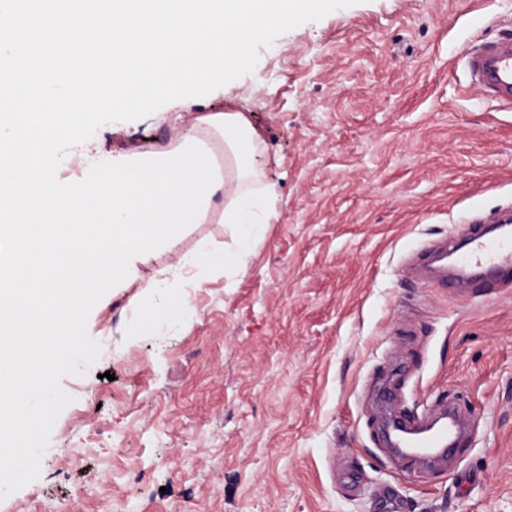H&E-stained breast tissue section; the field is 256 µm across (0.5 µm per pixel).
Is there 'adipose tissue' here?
<instances>
[{
	"label": "adipose tissue",
	"instance_id": "1",
	"mask_svg": "<svg viewBox=\"0 0 512 512\" xmlns=\"http://www.w3.org/2000/svg\"><path fill=\"white\" fill-rule=\"evenodd\" d=\"M190 133L211 148L223 179L221 188L210 198L205 220L233 226L237 247L217 250L207 242H200L192 251L179 257L177 268H163L159 276L142 282L141 288L146 293L175 287L178 272L184 268L224 272L236 267L241 252L262 229L257 221V211L267 189L254 164L261 141L248 118L241 112H205L195 117Z\"/></svg>",
	"mask_w": 512,
	"mask_h": 512
}]
</instances>
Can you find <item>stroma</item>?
<instances>
[{
  "label": "stroma",
  "instance_id": "35a3bbf8",
  "mask_svg": "<svg viewBox=\"0 0 512 512\" xmlns=\"http://www.w3.org/2000/svg\"><path fill=\"white\" fill-rule=\"evenodd\" d=\"M510 18L512 0H358L186 100L260 135L267 222L237 272L188 268L150 301L133 286L94 306L101 355L61 379L41 473L0 512H512V290L407 270L512 210V111L470 92L463 63ZM173 136L154 114L95 134L126 152ZM203 238L235 245L194 225L140 279ZM182 297L178 320L145 317ZM390 380L406 414L469 413L464 453L431 471L394 457L375 418Z\"/></svg>",
  "mask_w": 512,
  "mask_h": 512
}]
</instances>
